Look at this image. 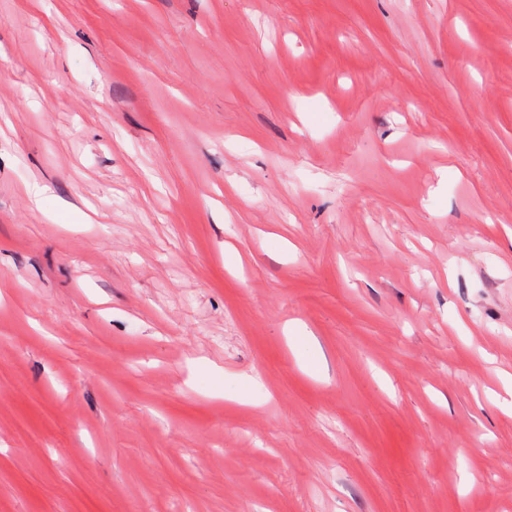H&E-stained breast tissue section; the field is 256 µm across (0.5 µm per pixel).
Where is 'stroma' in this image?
I'll use <instances>...</instances> for the list:
<instances>
[{
    "label": "stroma",
    "instance_id": "35a3bbf8",
    "mask_svg": "<svg viewBox=\"0 0 512 512\" xmlns=\"http://www.w3.org/2000/svg\"><path fill=\"white\" fill-rule=\"evenodd\" d=\"M511 375L512 0H0V512H512Z\"/></svg>",
    "mask_w": 512,
    "mask_h": 512
}]
</instances>
